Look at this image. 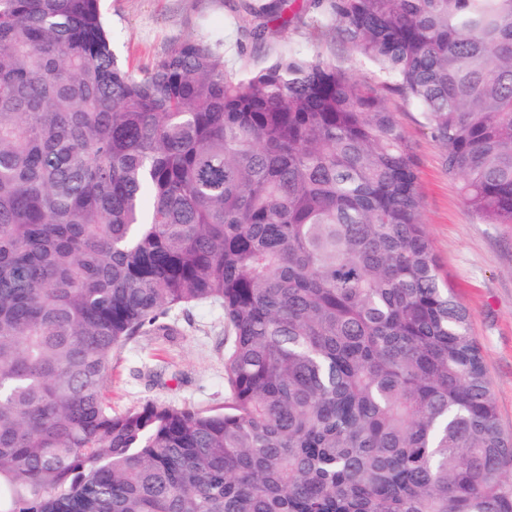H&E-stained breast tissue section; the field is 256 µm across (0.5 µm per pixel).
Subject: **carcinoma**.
Wrapping results in <instances>:
<instances>
[{"instance_id":"carcinoma-1","label":"carcinoma","mask_w":512,"mask_h":512,"mask_svg":"<svg viewBox=\"0 0 512 512\" xmlns=\"http://www.w3.org/2000/svg\"><path fill=\"white\" fill-rule=\"evenodd\" d=\"M422 115L512 224V0H275ZM224 309L222 410L112 412V350ZM512 435L412 143L317 54L140 73L100 0H0V512H512Z\"/></svg>"}]
</instances>
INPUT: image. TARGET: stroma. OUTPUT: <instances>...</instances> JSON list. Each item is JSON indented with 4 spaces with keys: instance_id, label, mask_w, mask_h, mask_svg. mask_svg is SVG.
<instances>
[{
    "instance_id": "35a3bbf8",
    "label": "stroma",
    "mask_w": 512,
    "mask_h": 512,
    "mask_svg": "<svg viewBox=\"0 0 512 512\" xmlns=\"http://www.w3.org/2000/svg\"><path fill=\"white\" fill-rule=\"evenodd\" d=\"M114 49L141 70L188 39L224 43L227 70L243 73L277 54L317 53L382 96L414 146L423 218L440 268L468 308L495 397L499 423L512 433V224H483L464 204L458 180L448 176L442 150L419 112L369 64L336 42L329 28L291 22L270 29L262 44L249 31L257 19L242 0H102ZM168 334H137L112 353L107 396L120 413L154 401L201 409L223 408L224 311L214 304L172 310Z\"/></svg>"
}]
</instances>
